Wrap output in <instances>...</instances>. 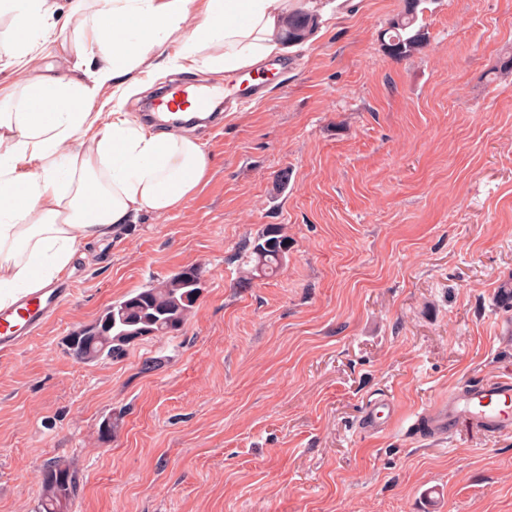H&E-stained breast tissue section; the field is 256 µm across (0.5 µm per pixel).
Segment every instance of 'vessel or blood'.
Returning a JSON list of instances; mask_svg holds the SVG:
<instances>
[{"instance_id":"b4317fda","label":"vessel or blood","mask_w":512,"mask_h":512,"mask_svg":"<svg viewBox=\"0 0 512 512\" xmlns=\"http://www.w3.org/2000/svg\"><path fill=\"white\" fill-rule=\"evenodd\" d=\"M175 104H190L197 111L211 107L206 92L187 87L176 88L172 94ZM74 288L57 281L38 292L22 296L8 308H0V355L15 352L49 321L72 296ZM391 396L373 399L366 408L360 428L364 432H383L394 414ZM423 423L436 436L452 435L468 427L480 432L512 431V378L478 379L465 387L450 391L424 413Z\"/></svg>"}]
</instances>
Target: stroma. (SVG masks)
Wrapping results in <instances>:
<instances>
[{"label": "stroma", "mask_w": 512, "mask_h": 512, "mask_svg": "<svg viewBox=\"0 0 512 512\" xmlns=\"http://www.w3.org/2000/svg\"><path fill=\"white\" fill-rule=\"evenodd\" d=\"M334 2L311 0L318 28L279 54L287 70L235 73L264 94L197 128L212 168L196 196L92 242L73 298L0 356V512H39L54 461L80 478L70 512H512V432H408L448 391L512 375L494 302L512 279V0H428V45L404 59L380 39L404 0ZM77 37L55 31L13 82L69 75ZM138 78L99 103L138 115L172 82L227 84ZM269 224L288 258L242 282ZM190 268L180 330L118 361L68 353L107 306ZM383 393L391 426L362 432Z\"/></svg>", "instance_id": "stroma-1"}]
</instances>
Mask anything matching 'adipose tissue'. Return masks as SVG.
Listing matches in <instances>:
<instances>
[{
  "label": "adipose tissue",
  "instance_id": "adipose-tissue-1",
  "mask_svg": "<svg viewBox=\"0 0 512 512\" xmlns=\"http://www.w3.org/2000/svg\"><path fill=\"white\" fill-rule=\"evenodd\" d=\"M296 0H75L82 40L73 77L0 89V308L67 270L92 240L178 210L207 176L196 138L156 131L125 112L96 110L102 86L166 55L168 69L202 62L233 76L283 52L278 32ZM56 0H0L13 35L0 68H25L54 30ZM97 60L88 68V57Z\"/></svg>",
  "mask_w": 512,
  "mask_h": 512
}]
</instances>
